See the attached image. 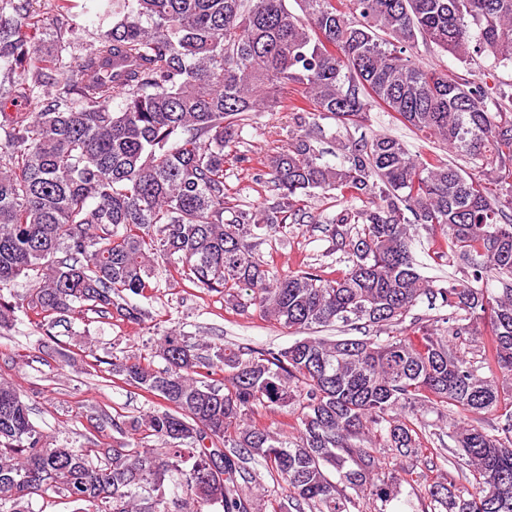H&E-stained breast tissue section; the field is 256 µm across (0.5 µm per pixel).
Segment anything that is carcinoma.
<instances>
[{"label":"carcinoma","instance_id":"obj_1","mask_svg":"<svg viewBox=\"0 0 512 512\" xmlns=\"http://www.w3.org/2000/svg\"><path fill=\"white\" fill-rule=\"evenodd\" d=\"M297 4L299 15L288 0H98L99 33L67 62L44 51L33 0H0V328L17 311L50 329L80 309L139 325L147 313L130 298L163 262L296 332H388L252 349L171 328L139 355L112 356V373L166 409L111 419L121 438L110 448L50 439L1 378L0 512H34L48 493L80 512H363L367 499L386 512L401 476L382 454L424 457L426 415L455 409L496 416L497 433L448 421L475 484L434 481L427 508L512 512V400L457 349L487 337L480 364L512 377V96L492 108L486 79L404 56L420 38L463 63L512 65V0ZM53 7L70 27L85 4ZM290 86L303 92L296 132L262 161L277 194L226 219L224 148L246 113L275 110ZM374 103L482 176L387 134L353 137ZM326 143L342 164L323 162ZM316 190L365 203L325 229L352 266L331 279L271 274L254 230L276 232ZM415 225L441 229L461 278L445 287L421 275ZM20 280L23 295L12 292ZM424 298L436 314L404 326ZM259 406L291 412L299 435L257 422Z\"/></svg>","mask_w":512,"mask_h":512}]
</instances>
